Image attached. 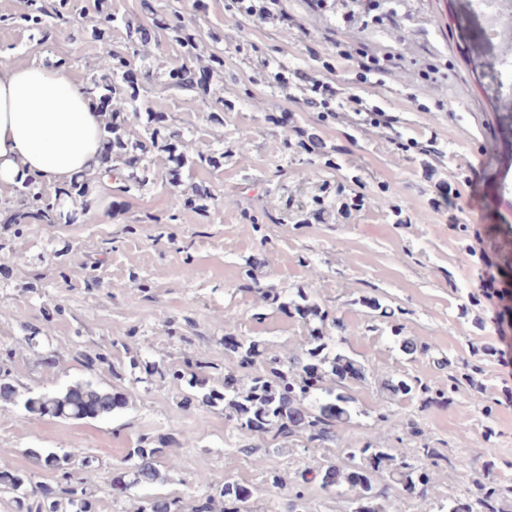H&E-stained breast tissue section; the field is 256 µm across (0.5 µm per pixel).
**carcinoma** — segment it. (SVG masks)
I'll list each match as a JSON object with an SVG mask.
<instances>
[{"label":"carcinoma","instance_id":"carcinoma-1","mask_svg":"<svg viewBox=\"0 0 512 512\" xmlns=\"http://www.w3.org/2000/svg\"><path fill=\"white\" fill-rule=\"evenodd\" d=\"M107 0H94L97 13L94 24L87 23L86 7L77 0H23L18 12L0 14L3 25L19 26L38 38L41 43L56 40L60 27L69 31L70 38L82 41L89 37L100 45L94 72L87 79L85 92L103 103L116 101V105L102 112L101 135L109 154L112 170L95 176L100 191L110 193L116 189L123 193L138 191L149 182L146 158L158 146V138L166 128V113L143 107V97L151 85L150 70L140 66L141 79L137 89L129 88L130 66L145 55L147 43L140 39L141 27L105 7ZM154 31L167 35L178 47L180 65L162 73L165 89L173 91L208 93V87L196 80L199 70L210 78L224 82L223 53H213L207 64L199 63L198 29L193 16L185 13L182 0L173 3L152 18ZM122 25L127 39L122 47L112 44L109 33L112 27ZM142 132L135 140L124 139V132L131 120L141 118ZM175 143L167 149L175 153L178 168L187 161L213 168L221 163L224 154L204 153L194 148L192 141L180 134H169ZM89 178L81 175L52 193L43 190L36 182L26 179L15 187L17 202L15 224L34 219L40 224H57L61 219L64 200L79 199L82 210L91 207ZM497 261L493 268L502 277L512 278V234L495 242ZM271 303L283 310L294 309L303 318L317 323L306 341L301 354L282 358L271 356L257 366L259 344L254 340L233 341L228 350L234 353L242 368L248 370V383L242 384L226 374L223 386L207 387L204 375L207 366L199 359L186 358L180 365L162 366L157 362L135 363L143 367L146 377L155 375L186 382L203 391L202 401L208 404L224 402V415L242 436L266 435L274 445L297 442L304 448H325L336 442L341 427L352 422L356 410L353 398L347 393L349 383L364 379V368L353 357L336 351L327 352V330L343 331L341 321L329 315L304 289L297 290L287 303L279 302L280 296L265 293ZM483 372L481 359L464 364V373L448 377V387L430 390L416 377H404L388 383L389 390L397 396L422 394L425 403L445 404L459 392L463 382L474 379ZM131 393H114L91 381L76 382L48 393H20L6 373L0 371V401L22 406L27 412L41 417L61 420L98 419L125 407ZM372 429L387 430L395 434L398 448H383L371 438L357 448L344 449L345 463H330L323 471L322 487L351 500L352 512H385L382 501L389 491L398 487L412 495L420 494L428 486L434 468L439 466L442 455L436 448L404 446V437L419 438L423 430L415 421L399 424L388 409H380L373 416ZM171 441L147 434L139 437L136 446L129 449L121 460L122 472L117 478L126 491L142 484H153L161 479L158 465L166 456ZM41 466L55 475L56 486L49 494H39L33 489L27 475L19 472H0V494L11 495L15 512H96V496L89 489L80 471L92 466L93 459L80 448L61 454L44 451L36 454ZM267 484L274 489H288L289 512L297 510L304 500L303 487L287 486L282 476L271 471ZM474 503L458 499L446 501L437 512H500L497 502L503 489L495 481L477 478ZM250 493L242 485L224 480L214 484L213 493L198 499L191 512H250ZM136 512H185L178 497L151 496L138 501Z\"/></svg>","mask_w":512,"mask_h":512}]
</instances>
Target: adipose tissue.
<instances>
[{
	"instance_id": "obj_1",
	"label": "adipose tissue",
	"mask_w": 512,
	"mask_h": 512,
	"mask_svg": "<svg viewBox=\"0 0 512 512\" xmlns=\"http://www.w3.org/2000/svg\"><path fill=\"white\" fill-rule=\"evenodd\" d=\"M101 116L64 69L0 66V194L30 178L59 186L96 173Z\"/></svg>"
}]
</instances>
